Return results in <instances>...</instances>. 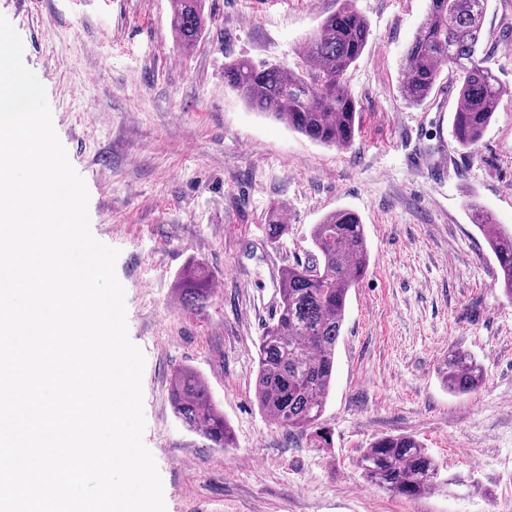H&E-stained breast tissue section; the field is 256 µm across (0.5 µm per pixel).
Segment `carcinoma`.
<instances>
[{
  "instance_id": "carcinoma-1",
  "label": "carcinoma",
  "mask_w": 512,
  "mask_h": 512,
  "mask_svg": "<svg viewBox=\"0 0 512 512\" xmlns=\"http://www.w3.org/2000/svg\"><path fill=\"white\" fill-rule=\"evenodd\" d=\"M488 2L430 0L405 55L400 93L410 104L426 101L442 74H447L448 93L455 95L451 136L461 150H470L481 140L504 95L486 57L480 55ZM171 27L182 47L193 46L206 28L204 0H173ZM369 32L354 0H341L305 40L303 61L289 66L238 57L224 64V82L259 112L314 142L344 150L359 130L358 103L346 89L344 77L363 54ZM469 211L498 263L497 284L512 300V229L497 223L492 212L477 202L469 205ZM287 233L288 225L272 210L269 237L278 240ZM310 239L308 259L281 270L280 303L259 339L254 391L267 416L305 436L311 447L327 449L333 447V433L320 419L336 374V347L349 293L368 270L369 250L365 226L349 210L329 213L312 225ZM182 282L191 304H203L211 297L204 264H190ZM442 378L451 392L468 394L482 386L484 372L471 355L454 351ZM169 400L176 416L214 447L233 445L224 413L200 375L175 370ZM356 465L373 484L406 499L464 484L460 477L443 476L438 460L408 434L377 438L361 451Z\"/></svg>"
}]
</instances>
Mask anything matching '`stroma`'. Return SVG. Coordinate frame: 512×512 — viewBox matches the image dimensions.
<instances>
[{
	"label": "stroma",
	"instance_id": "35a3bbf8",
	"mask_svg": "<svg viewBox=\"0 0 512 512\" xmlns=\"http://www.w3.org/2000/svg\"><path fill=\"white\" fill-rule=\"evenodd\" d=\"M429 0H356L370 26L346 74L359 131L344 151L251 108L224 83L247 56L295 65L338 0H207L206 30L179 46L170 0H0L23 63L46 89L54 129L89 192L90 228L118 249L131 342L143 353V441L166 512H512V301L471 223L485 205L512 227V0H490L483 51L507 94L469 153L453 104L399 87ZM287 235L271 241L270 209ZM347 209L365 226L368 271L352 289L322 415L328 450L288 434L254 394L256 342L283 267L310 229ZM204 262L214 295L187 310L185 267ZM482 365L483 386L450 392V352ZM198 372L235 436L210 447L171 407L176 368ZM410 434L465 485L389 496L355 466L383 435Z\"/></svg>",
	"mask_w": 512,
	"mask_h": 512
}]
</instances>
